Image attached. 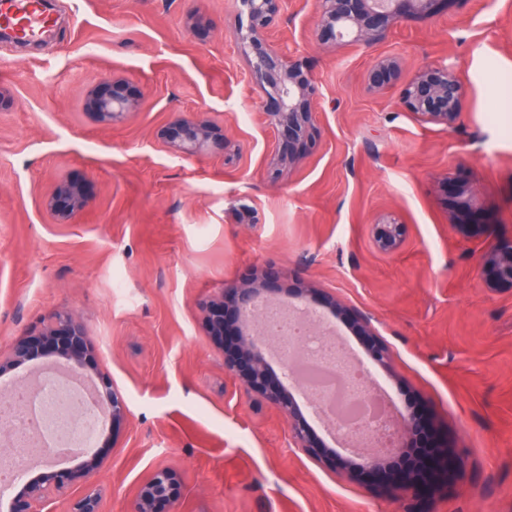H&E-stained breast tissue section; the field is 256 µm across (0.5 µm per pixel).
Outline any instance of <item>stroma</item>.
<instances>
[{
    "instance_id": "stroma-1",
    "label": "stroma",
    "mask_w": 512,
    "mask_h": 512,
    "mask_svg": "<svg viewBox=\"0 0 512 512\" xmlns=\"http://www.w3.org/2000/svg\"><path fill=\"white\" fill-rule=\"evenodd\" d=\"M57 5L64 22L41 46L0 42V393L51 363L12 362V349L65 308L85 328L88 376L109 378L127 412L96 439V484L72 482L40 512L91 491L100 512H134L161 468L180 512H512V288L478 271L512 238V0H450L371 45L318 40L316 0H285L270 38L319 86L315 145L289 167L272 163L288 134L266 122L233 38L237 0ZM383 57L398 78L370 87ZM434 64L465 88L450 126L400 100ZM112 75L142 105L106 125L87 98ZM190 112L223 145L171 153L160 133ZM64 178L88 204L57 224L44 200ZM386 216L405 227L392 253L372 236ZM260 276L275 302L320 311L399 411L421 414L430 430L410 442L451 450L448 481L362 474L318 423L312 457L230 374L211 311Z\"/></svg>"
}]
</instances>
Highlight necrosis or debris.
Segmentation results:
<instances>
[{
  "mask_svg": "<svg viewBox=\"0 0 512 512\" xmlns=\"http://www.w3.org/2000/svg\"><path fill=\"white\" fill-rule=\"evenodd\" d=\"M266 335L275 338L285 360L297 365V378L308 397L321 407L346 444L387 448L394 431V402L370 371L329 343V329L316 316L291 323L274 312L259 315ZM99 410L78 380L43 373L36 389L15 386L0 396V429L11 436L8 454L0 453V486L22 476L33 462V444L46 446L55 458L64 450L89 447L98 430Z\"/></svg>",
  "mask_w": 512,
  "mask_h": 512,
  "instance_id": "1",
  "label": "necrosis or debris"
}]
</instances>
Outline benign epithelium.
<instances>
[{"mask_svg": "<svg viewBox=\"0 0 512 512\" xmlns=\"http://www.w3.org/2000/svg\"><path fill=\"white\" fill-rule=\"evenodd\" d=\"M442 0H318L320 31L336 42H363L372 44L396 26L406 10L434 13ZM247 25H239L234 39L255 82L259 97L270 106L267 117L270 124L288 131V156H277L279 163H293L295 154L307 145L314 127V115L310 102L316 88L310 77L303 73L300 64L276 49L266 38V32L274 17L282 9V0H240ZM398 63L386 58L377 62L368 74L369 83L377 87L396 76ZM463 95L460 81L445 65L428 66L401 90L403 103L418 117L429 122L453 124ZM94 109L100 120L111 124L137 107V100L129 97L124 79L107 78L98 83L93 91ZM215 132L202 112L189 113L177 119L171 127L162 131L161 137L175 154H195L214 140ZM88 199L83 187L72 180L56 183L44 206L56 224H70L74 217L87 206ZM404 226L393 219H384L373 225V241L378 250L391 253L403 240ZM481 269L492 285L507 284L512 287V240L502 241L482 257ZM233 314L242 328L240 337L234 340V348L246 365L225 360V366L240 377L246 388L263 395L271 404L288 414L289 428L299 447L315 454V445L309 427L304 424L286 383L294 379L293 369L281 365L280 376L269 375L268 364L259 355L260 333L254 320L259 306L269 302L266 289L261 285L232 288ZM367 336L372 356L383 362L387 352L369 329L368 322L360 323ZM83 325L67 310L54 314L53 322L37 335L19 341L13 350V360H33L42 355L46 343L52 342L51 353L56 361L74 375L85 371L88 348L84 341ZM101 416L107 423L122 418L125 406L118 398L112 384L100 380L92 389ZM101 466V457L95 447L83 452L82 478L93 484ZM68 476L59 471L40 473L29 477L12 499L8 512H30L28 505L49 498L50 491L65 488ZM168 503V512H177V501L172 495L170 474L165 469L153 473L142 487L135 512H156L158 501Z\"/></svg>", "mask_w": 512, "mask_h": 512, "instance_id": "obj_1", "label": "benign epithelium"}]
</instances>
